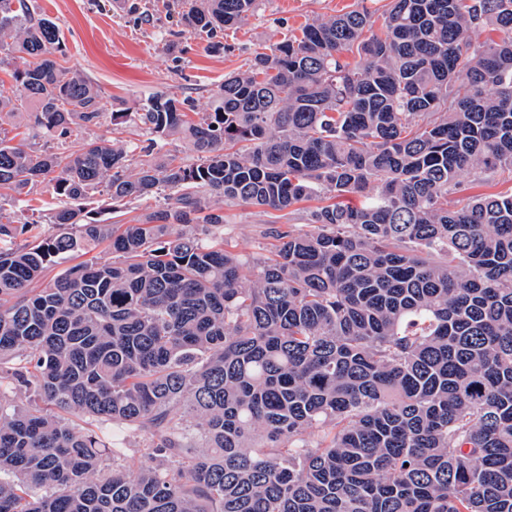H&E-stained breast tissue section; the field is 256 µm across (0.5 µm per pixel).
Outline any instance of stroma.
<instances>
[{
	"instance_id": "1",
	"label": "stroma",
	"mask_w": 512,
	"mask_h": 512,
	"mask_svg": "<svg viewBox=\"0 0 512 512\" xmlns=\"http://www.w3.org/2000/svg\"><path fill=\"white\" fill-rule=\"evenodd\" d=\"M60 30L63 65L83 71L113 108H133L166 91L207 111L226 74L255 53L270 51L306 21L330 17L377 0H259L256 11L225 29L224 52L205 35L188 32L173 0H27ZM224 239L237 251L260 256L271 249L269 214L240 205L230 211Z\"/></svg>"
}]
</instances>
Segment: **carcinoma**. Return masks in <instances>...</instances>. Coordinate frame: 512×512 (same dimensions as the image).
I'll return each mask as SVG.
<instances>
[{
    "instance_id": "carcinoma-1",
    "label": "carcinoma",
    "mask_w": 512,
    "mask_h": 512,
    "mask_svg": "<svg viewBox=\"0 0 512 512\" xmlns=\"http://www.w3.org/2000/svg\"><path fill=\"white\" fill-rule=\"evenodd\" d=\"M257 2L182 18L220 52ZM60 48L0 0V125L24 107L68 145L0 130V197L57 199L0 208V243L22 239L0 246V388L31 397L0 398V512H512V192L450 205L463 175L512 172V0L314 18L194 119L164 91L111 112L129 143L85 136L107 101ZM157 196L135 224L95 217ZM312 199L314 230H272L268 256L224 242L230 208ZM55 199L52 198L50 192L46 187L42 185L38 188L37 193L28 197H20L15 199L5 198L1 200L2 207L7 213L15 216L17 221H24L28 218L32 211L31 208L41 207L42 209H48L53 206Z\"/></svg>"
}]
</instances>
